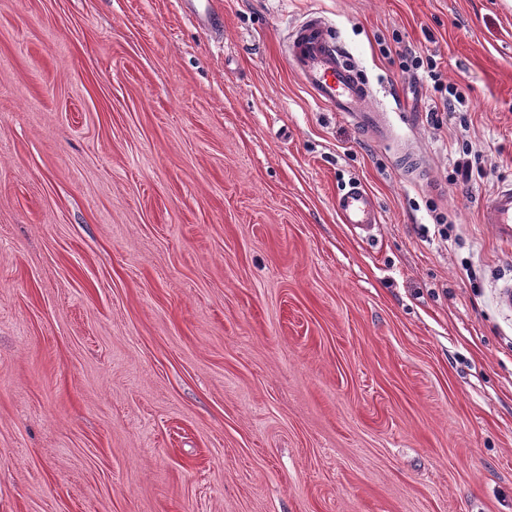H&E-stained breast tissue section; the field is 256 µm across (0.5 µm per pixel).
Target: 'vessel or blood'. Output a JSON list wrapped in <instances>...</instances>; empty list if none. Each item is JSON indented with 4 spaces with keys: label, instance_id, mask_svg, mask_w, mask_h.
Wrapping results in <instances>:
<instances>
[{
    "label": "vessel or blood",
    "instance_id": "1",
    "mask_svg": "<svg viewBox=\"0 0 512 512\" xmlns=\"http://www.w3.org/2000/svg\"><path fill=\"white\" fill-rule=\"evenodd\" d=\"M286 56L303 87L318 103L345 117L375 142L392 141L394 129L388 113L369 108L371 86L359 76L356 65L345 59L332 26L322 17L308 15L291 29ZM337 212L343 223L365 235L380 222L371 196L357 185L339 197ZM481 217L483 223L492 225L499 239L512 241V180L503 181L483 200Z\"/></svg>",
    "mask_w": 512,
    "mask_h": 512
}]
</instances>
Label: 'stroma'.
Returning a JSON list of instances; mask_svg holds the SVG:
<instances>
[{
  "label": "stroma",
  "mask_w": 512,
  "mask_h": 512,
  "mask_svg": "<svg viewBox=\"0 0 512 512\" xmlns=\"http://www.w3.org/2000/svg\"><path fill=\"white\" fill-rule=\"evenodd\" d=\"M213 8L0 0V512H512V0ZM312 13L427 180L294 75ZM403 58L405 59L403 61L404 71L410 72L423 70L428 74V77L433 82V89L441 94L444 92L442 101L443 106L448 108V118H455V102L459 103L461 95L457 92V89L453 84H446L443 81L441 71L437 70L438 66L436 61L433 58L427 57L425 59V66L424 60L421 56L412 55L410 53L404 54ZM481 217L502 241H512V180H506L481 204ZM337 212L344 224H350L352 230L365 234V237H370L380 223L372 197L359 185L351 186L339 197Z\"/></svg>",
  "instance_id": "obj_1"
}]
</instances>
